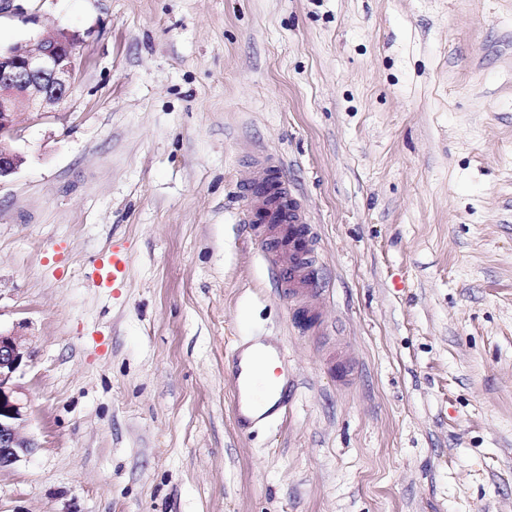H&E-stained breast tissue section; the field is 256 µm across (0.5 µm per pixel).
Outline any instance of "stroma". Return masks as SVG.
Here are the masks:
<instances>
[{"label":"stroma","mask_w":512,"mask_h":512,"mask_svg":"<svg viewBox=\"0 0 512 512\" xmlns=\"http://www.w3.org/2000/svg\"><path fill=\"white\" fill-rule=\"evenodd\" d=\"M62 30L0 179L38 444L0 512H512V0H0L1 47ZM269 152L315 328L246 219ZM243 336L297 379L251 433ZM260 356L263 367L266 363L277 370L280 380L272 382L265 396L269 400L259 401L255 391L254 361ZM228 371L232 383L233 417L239 427L254 426L276 414L282 413L288 403V374L286 373V355L282 346H247L231 353Z\"/></svg>","instance_id":"1"}]
</instances>
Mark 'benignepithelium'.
Returning <instances> with one entry per match:
<instances>
[{
  "label": "benign epithelium",
  "instance_id": "1",
  "mask_svg": "<svg viewBox=\"0 0 512 512\" xmlns=\"http://www.w3.org/2000/svg\"><path fill=\"white\" fill-rule=\"evenodd\" d=\"M76 70L75 45L64 32L40 39L25 52L0 48V179L22 161L14 146L21 115L66 100ZM25 343L19 330H0V469L28 458L37 448L20 432L30 407L18 383L26 366Z\"/></svg>",
  "mask_w": 512,
  "mask_h": 512
}]
</instances>
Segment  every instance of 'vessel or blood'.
<instances>
[{"instance_id": "b4317fda", "label": "vessel or blood", "mask_w": 512, "mask_h": 512, "mask_svg": "<svg viewBox=\"0 0 512 512\" xmlns=\"http://www.w3.org/2000/svg\"><path fill=\"white\" fill-rule=\"evenodd\" d=\"M279 165L278 158L272 155L259 161L255 178L269 184L270 190L251 198L248 209L258 221L278 230V249L272 260L285 273L286 293L300 297L306 308L311 309L315 306L316 291L311 260L314 241L307 228L309 217L301 200L273 180L272 174ZM258 358L273 366L278 376L262 400L255 391L254 361ZM228 371L232 383L233 417L238 426H252L283 412L288 403V375L282 346L248 345L235 350Z\"/></svg>"}]
</instances>
